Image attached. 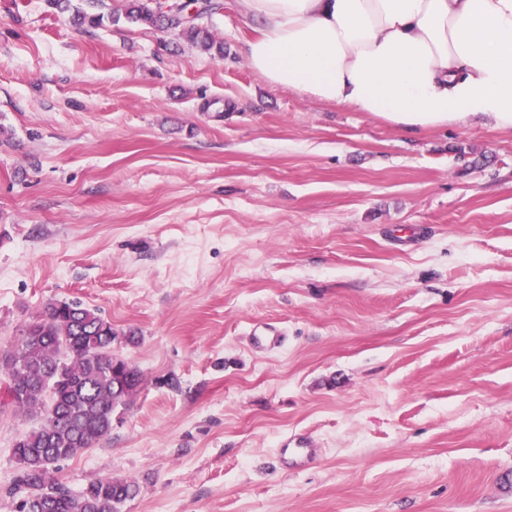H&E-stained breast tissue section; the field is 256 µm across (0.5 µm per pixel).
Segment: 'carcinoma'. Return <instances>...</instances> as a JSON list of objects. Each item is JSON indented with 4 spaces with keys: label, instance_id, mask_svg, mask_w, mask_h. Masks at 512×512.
I'll return each mask as SVG.
<instances>
[{
    "label": "carcinoma",
    "instance_id": "1",
    "mask_svg": "<svg viewBox=\"0 0 512 512\" xmlns=\"http://www.w3.org/2000/svg\"><path fill=\"white\" fill-rule=\"evenodd\" d=\"M126 2L128 21L165 24L193 44L214 46L207 30L183 22L180 13L162 16L148 0ZM117 337L98 310L76 301L55 302L0 358L13 406L37 419L12 448L18 485L26 490L18 512H121L139 492L136 482L112 477L70 492L52 476L55 464L96 447L111 432L114 412L141 385V373L126 370L123 360L112 356Z\"/></svg>",
    "mask_w": 512,
    "mask_h": 512
}]
</instances>
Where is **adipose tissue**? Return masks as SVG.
<instances>
[{"instance_id":"ef3b65f1","label":"adipose tissue","mask_w":512,"mask_h":512,"mask_svg":"<svg viewBox=\"0 0 512 512\" xmlns=\"http://www.w3.org/2000/svg\"><path fill=\"white\" fill-rule=\"evenodd\" d=\"M270 84L408 132L512 128V0H239Z\"/></svg>"}]
</instances>
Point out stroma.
Returning <instances> with one entry per match:
<instances>
[{
	"label": "stroma",
	"mask_w": 512,
	"mask_h": 512,
	"mask_svg": "<svg viewBox=\"0 0 512 512\" xmlns=\"http://www.w3.org/2000/svg\"><path fill=\"white\" fill-rule=\"evenodd\" d=\"M125 8L0 0V351L73 300L142 374L55 481L133 480L121 512H512V129L272 85L236 0L201 21L220 53ZM8 382L0 512L34 425ZM278 453L283 462L292 468L304 467L318 455V449L304 436L288 439V435L279 444Z\"/></svg>",
	"instance_id": "obj_1"
}]
</instances>
